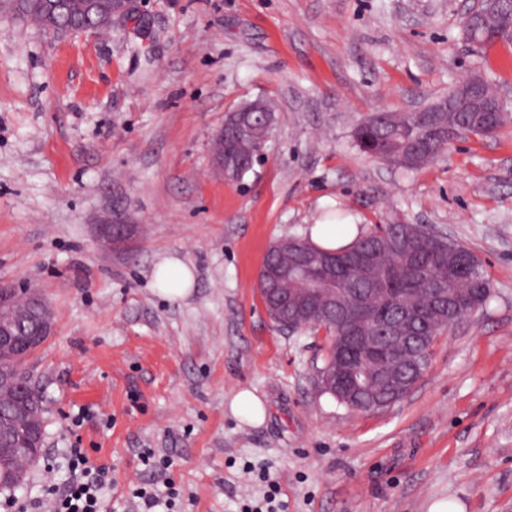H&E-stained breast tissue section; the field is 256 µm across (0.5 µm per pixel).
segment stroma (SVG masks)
Returning <instances> with one entry per match:
<instances>
[{
    "label": "stroma",
    "instance_id": "stroma-1",
    "mask_svg": "<svg viewBox=\"0 0 512 512\" xmlns=\"http://www.w3.org/2000/svg\"><path fill=\"white\" fill-rule=\"evenodd\" d=\"M133 4L104 33L0 11V283L37 289L53 314L28 360L42 455L14 496L63 482L81 448L112 467L111 512H136L144 483L178 488L168 512H246L267 474L285 512H512V122L414 171L352 140L369 114L423 107L474 69L512 101V46L463 39L472 0ZM259 97L278 106L272 134L224 181L214 136ZM326 196L366 230H444L491 283L382 410L321 393L323 333L277 328L256 288L272 242L308 236ZM110 224L130 225L124 246ZM170 257L194 270L188 297L154 283ZM244 389L260 425L229 408Z\"/></svg>",
    "mask_w": 512,
    "mask_h": 512
}]
</instances>
